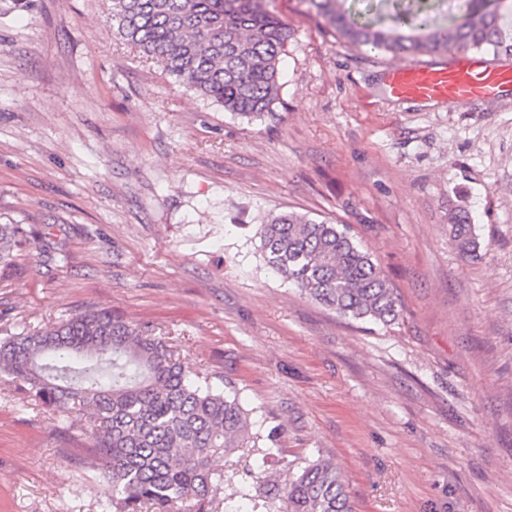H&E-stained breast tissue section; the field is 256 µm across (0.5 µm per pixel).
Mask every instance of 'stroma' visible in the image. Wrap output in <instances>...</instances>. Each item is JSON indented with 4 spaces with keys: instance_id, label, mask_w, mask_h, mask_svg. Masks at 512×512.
Here are the masks:
<instances>
[{
    "instance_id": "35a3bbf8",
    "label": "stroma",
    "mask_w": 512,
    "mask_h": 512,
    "mask_svg": "<svg viewBox=\"0 0 512 512\" xmlns=\"http://www.w3.org/2000/svg\"><path fill=\"white\" fill-rule=\"evenodd\" d=\"M274 117L249 121L116 36L111 0H0V338L109 307L328 460L354 512H512V95L398 101L391 54L306 0ZM348 224L402 304L339 317L267 267L277 214ZM468 216L479 248L450 236ZM77 414L0 382V512H102ZM23 229L18 224H0V268L6 270L14 262V251L17 248Z\"/></svg>"
}]
</instances>
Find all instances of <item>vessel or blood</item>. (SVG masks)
I'll use <instances>...</instances> for the list:
<instances>
[{"label": "vessel or blood", "instance_id": "vessel-or-blood-1", "mask_svg": "<svg viewBox=\"0 0 512 512\" xmlns=\"http://www.w3.org/2000/svg\"><path fill=\"white\" fill-rule=\"evenodd\" d=\"M386 85L394 98L443 102L452 107L465 100H495L512 92V66L490 64L461 52L445 65L430 61L388 65Z\"/></svg>", "mask_w": 512, "mask_h": 512}]
</instances>
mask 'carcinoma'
Listing matches in <instances>:
<instances>
[{
  "label": "carcinoma",
  "mask_w": 512,
  "mask_h": 512,
  "mask_svg": "<svg viewBox=\"0 0 512 512\" xmlns=\"http://www.w3.org/2000/svg\"><path fill=\"white\" fill-rule=\"evenodd\" d=\"M118 35L202 96L248 120L273 118L278 64L291 37L266 0H111ZM347 0H309L355 47L393 55L476 49L512 55L498 19L512 0H460L444 29L434 0H369L368 16ZM23 229L0 224V268L14 262ZM460 252L479 246L467 218L451 225ZM268 267L338 315L383 325L399 299L346 224L288 212L261 231ZM194 371L161 336H148L109 309L86 310L0 339V381L15 383L61 413L80 415L93 442L92 466L112 486L104 512H222L225 458L249 448L267 459L277 430L252 432L237 390L192 379ZM250 512H353L336 465L318 460L284 480L263 478L229 498Z\"/></svg>",
  "instance_id": "cac0c4a2"
}]
</instances>
